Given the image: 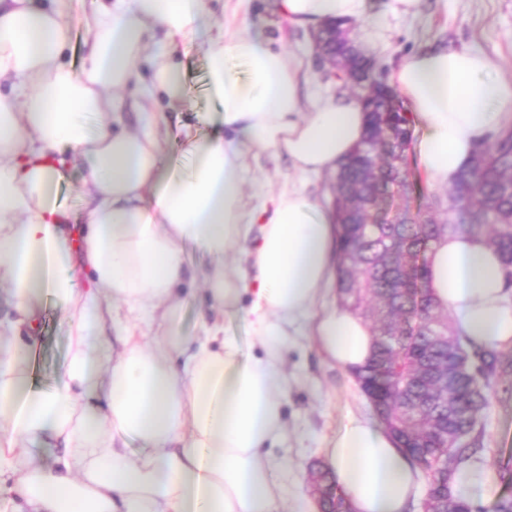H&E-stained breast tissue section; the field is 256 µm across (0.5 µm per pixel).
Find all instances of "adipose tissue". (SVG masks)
Instances as JSON below:
<instances>
[{"instance_id": "1", "label": "adipose tissue", "mask_w": 512, "mask_h": 512, "mask_svg": "<svg viewBox=\"0 0 512 512\" xmlns=\"http://www.w3.org/2000/svg\"><path fill=\"white\" fill-rule=\"evenodd\" d=\"M420 0H279L295 26L344 19L383 28ZM81 74L66 61L70 30L51 0H0V512H280V461L290 388L283 348L298 328L327 358L356 370L373 337L362 318L328 305L340 251L333 207L306 193L311 173H335L365 133L354 96L303 91L298 61L247 31L210 39L209 90L221 130L185 131L189 165L169 167L156 132L160 100L182 95L177 41L212 25L210 0H97ZM166 39L154 42L156 30ZM246 66L238 73L235 62ZM390 86L421 122L427 178L451 185L480 145L512 118V82L469 48L406 56ZM141 99L124 124V95ZM285 156L298 183L248 205L246 155ZM75 166L91 208L65 211L56 188ZM207 264L188 268L185 244ZM87 287H80V280ZM216 312L182 336L189 288ZM428 287L469 347L512 349V288L481 236L437 243ZM72 320L69 357L49 393L35 390L28 354L43 302ZM249 306H242V297ZM244 316L260 354L224 336ZM121 350L100 361L112 340ZM137 448H129L128 440ZM326 462L353 512H406L420 475L382 423L349 418Z\"/></svg>"}]
</instances>
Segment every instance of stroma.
<instances>
[{
    "instance_id": "35a3bbf8",
    "label": "stroma",
    "mask_w": 512,
    "mask_h": 512,
    "mask_svg": "<svg viewBox=\"0 0 512 512\" xmlns=\"http://www.w3.org/2000/svg\"><path fill=\"white\" fill-rule=\"evenodd\" d=\"M274 0H211L214 28L231 34L245 27L261 28L273 46L293 54L300 62L308 91L323 96L340 95L339 81L325 77L316 66L309 32L296 28L277 13ZM357 41L377 66L394 70L410 53L431 47H468L496 59L500 73L512 80V0H421L416 15L390 18L380 30H356ZM184 98L177 109L164 112L171 128L192 127L208 134L217 127V104L207 84L203 42L182 45ZM245 194L261 202L294 181L286 157L253 151ZM70 322L54 299L43 306L39 340L32 360V374L39 390L52 391L69 354ZM284 361L293 378L285 400L286 439L272 448L287 468L277 476L285 488L282 512H293V503L307 494V468L325 457V442L350 417L375 418L354 374L327 359L317 345L300 337L286 344ZM485 432V451L479 462L488 469L491 489L481 501L482 512H493L497 500L512 494V471L502 463L512 458V397L501 395L479 421Z\"/></svg>"
}]
</instances>
